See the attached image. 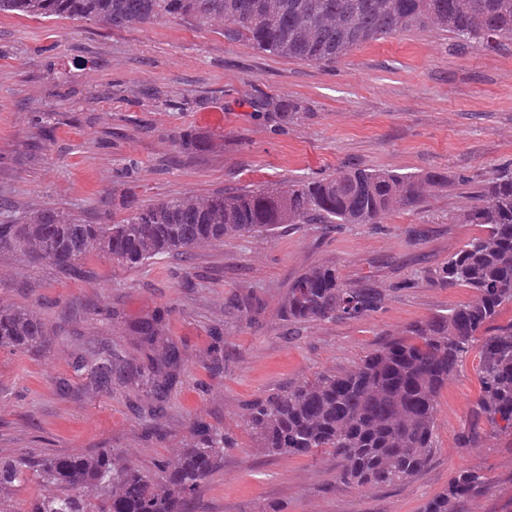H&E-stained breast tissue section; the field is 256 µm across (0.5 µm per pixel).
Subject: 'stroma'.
Masks as SVG:
<instances>
[{
	"mask_svg": "<svg viewBox=\"0 0 512 512\" xmlns=\"http://www.w3.org/2000/svg\"><path fill=\"white\" fill-rule=\"evenodd\" d=\"M512 164V42L478 51L454 35L406 32L324 65L262 52L178 19L129 28L0 13V224L52 209L121 224L139 208L227 190L287 189L358 167L444 180L416 209L378 224H285L233 234L130 267L101 253L69 276L0 251V306L46 322L36 353L0 348V460L110 449L156 473L197 424L232 438L195 512H423L463 471L486 491L457 512H512V436L460 447L481 392L471 348L436 399L435 450L416 478L379 487L339 479L329 452L269 457L245 425L250 404L473 300L438 284L449 257L483 234L458 223L476 186ZM336 268L381 306L291 322V282ZM159 320L180 351L164 403L123 365L145 361L139 329ZM112 351L103 386L78 362ZM162 405L160 434L149 426Z\"/></svg>",
	"mask_w": 512,
	"mask_h": 512,
	"instance_id": "obj_1",
	"label": "stroma"
}]
</instances>
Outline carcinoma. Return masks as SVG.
Segmentation results:
<instances>
[{
  "label": "carcinoma",
  "mask_w": 512,
  "mask_h": 512,
  "mask_svg": "<svg viewBox=\"0 0 512 512\" xmlns=\"http://www.w3.org/2000/svg\"><path fill=\"white\" fill-rule=\"evenodd\" d=\"M36 19L95 20L118 28L173 18L199 26L224 24V38L246 40L262 52L311 63H334L363 44L406 30H443L484 49L512 40V0H0V12ZM435 175L350 168L286 191L257 189L205 198L176 197L140 209L122 224H91L45 210L24 224H0V249L47 260L68 275L81 261L106 252L129 265L185 252L231 233L270 234L282 224H378L396 209H416ZM486 232L448 259L437 281L463 286L477 300L414 325L411 338L394 340L364 356L358 367L292 384L250 405L245 423L271 456L327 450L340 461L339 478L382 486L421 475L434 451L436 398L478 333L481 394L461 444H477L485 428L512 434V169L481 184L475 204L458 216ZM382 302L374 288H351L332 267L313 268L288 288L286 314L301 321L351 319ZM49 335L34 311L0 307V348L30 352ZM179 349L168 344L130 373L151 380L160 365L174 368ZM94 378L112 374V355L98 353ZM224 431L194 429L177 464L161 465L166 489L134 466L117 468L112 454H73L0 461V486H22L32 470L56 493L29 501L26 512H194L200 485L224 463ZM486 478L460 474L424 512H455V504L481 493Z\"/></svg>",
  "instance_id": "obj_1"
}]
</instances>
